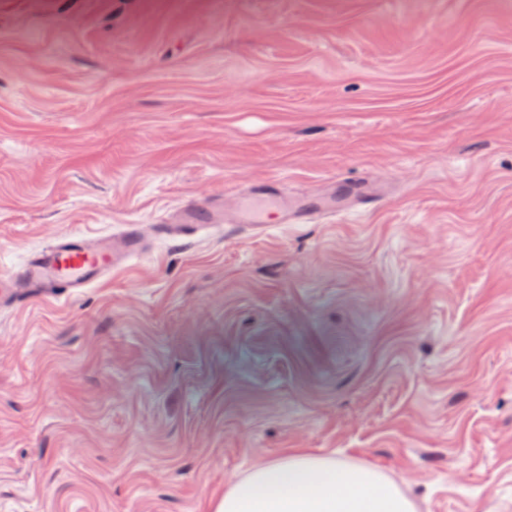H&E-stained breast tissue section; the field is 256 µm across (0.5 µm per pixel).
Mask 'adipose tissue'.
<instances>
[{"label": "adipose tissue", "mask_w": 512, "mask_h": 512, "mask_svg": "<svg viewBox=\"0 0 512 512\" xmlns=\"http://www.w3.org/2000/svg\"><path fill=\"white\" fill-rule=\"evenodd\" d=\"M214 512H414V504L376 469L292 453L228 481Z\"/></svg>", "instance_id": "ef3b65f1"}]
</instances>
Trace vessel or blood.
Here are the masks:
<instances>
[{
  "label": "vessel or blood",
  "mask_w": 512,
  "mask_h": 512,
  "mask_svg": "<svg viewBox=\"0 0 512 512\" xmlns=\"http://www.w3.org/2000/svg\"><path fill=\"white\" fill-rule=\"evenodd\" d=\"M241 199L234 218H225L219 200L191 198L177 212L173 224L158 225L160 235L179 229L223 227L226 237L247 226L263 232L269 219L280 224H312L323 215L336 216L350 210L376 208L383 197L380 188L368 180H332L328 193L293 199L282 192L279 180L241 184ZM145 239L136 224L122 225L120 232L102 235L96 245H88L81 234L60 237L29 254L5 284L0 285V302L18 304L32 298L59 299L75 296L126 267L132 257L144 252Z\"/></svg>",
  "instance_id": "obj_1"
}]
</instances>
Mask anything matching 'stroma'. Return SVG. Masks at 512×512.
Returning a JSON list of instances; mask_svg holds the SVG:
<instances>
[{
	"label": "stroma",
	"mask_w": 512,
	"mask_h": 512,
	"mask_svg": "<svg viewBox=\"0 0 512 512\" xmlns=\"http://www.w3.org/2000/svg\"><path fill=\"white\" fill-rule=\"evenodd\" d=\"M332 177L390 198L153 229ZM121 224L143 257L0 306V512H213L292 451L512 512V0H0V277ZM235 194L241 199L236 216L227 219L219 200H202L192 197L183 202L177 211V223L158 224L160 235L173 239L170 233L188 228L220 227L226 238H233L238 228L247 226L265 232L268 213L273 211L278 224H313L320 215L335 217L350 210L369 211L382 200L380 188L368 179L346 182L334 178L329 193L310 194L302 199H292L282 192L279 180L268 179L258 183L239 184ZM273 203V208L265 205ZM245 224V225H244Z\"/></svg>",
	"instance_id": "obj_1"
}]
</instances>
